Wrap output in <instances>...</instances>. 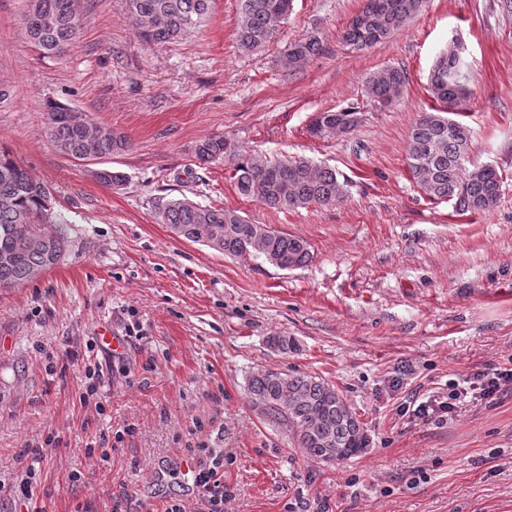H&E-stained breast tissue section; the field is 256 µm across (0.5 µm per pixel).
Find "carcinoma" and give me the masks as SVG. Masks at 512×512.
<instances>
[{
    "mask_svg": "<svg viewBox=\"0 0 512 512\" xmlns=\"http://www.w3.org/2000/svg\"><path fill=\"white\" fill-rule=\"evenodd\" d=\"M213 0H125L126 13L146 44L168 43L203 26ZM427 0H366L353 16L343 41L365 50L384 40L418 15ZM292 0H240L237 41L245 52L265 44L291 10ZM24 18L29 41L45 57H59L75 41L80 28L77 0H28ZM323 50L315 36L290 45L288 63L301 65ZM404 68L388 65L366 81L367 95L390 105L403 94ZM468 65L452 43L436 56L430 91L440 107L424 112L411 127L408 167L417 187L431 200L453 202L461 214H486L500 197V176L492 165L470 160L471 133L455 119L470 97ZM321 126L307 129L317 139L353 132L360 124L359 107L350 104L320 113ZM45 137L63 155L95 161L131 147L128 136L93 122L80 109L52 100ZM197 164L228 161L234 166L238 192L271 208L333 205L345 197L348 180L336 170L304 157L271 160L244 154L224 135L208 137L194 147ZM97 179L113 188L125 185V173L100 169ZM159 222L177 237L200 243L230 258L262 259L280 269H294L312 257L303 239L253 224L238 211L200 205L187 198L170 199L158 211ZM57 218L51 191L33 178L9 152L0 149V288L23 286L52 269L64 250L55 230ZM249 401L259 415L291 432L304 457L326 464L350 460L367 450L366 426L345 397L324 379L301 372L264 371L251 376Z\"/></svg>",
    "mask_w": 512,
    "mask_h": 512,
    "instance_id": "1",
    "label": "carcinoma"
}]
</instances>
